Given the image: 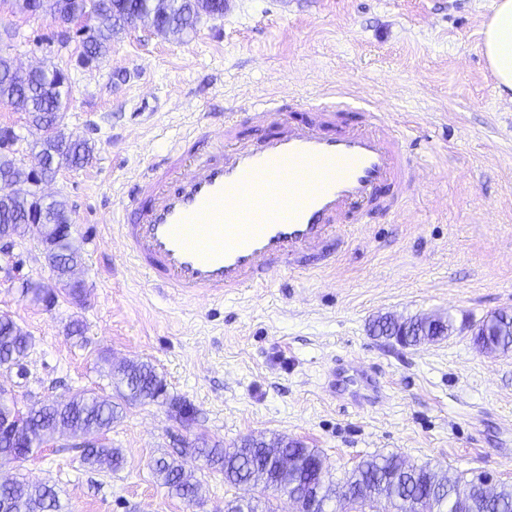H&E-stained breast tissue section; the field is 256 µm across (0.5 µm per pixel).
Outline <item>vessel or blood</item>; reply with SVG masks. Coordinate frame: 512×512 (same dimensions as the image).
<instances>
[{"label": "vessel or blood", "instance_id": "obj_1", "mask_svg": "<svg viewBox=\"0 0 512 512\" xmlns=\"http://www.w3.org/2000/svg\"><path fill=\"white\" fill-rule=\"evenodd\" d=\"M299 110L305 119L292 121ZM245 124L263 135H243ZM221 140L205 158L179 140L138 173L128 199L147 203L116 231L155 287L185 298L235 297L273 272L329 266L381 187L396 201L413 180L415 160L383 115L342 127L332 102L268 98L225 113ZM337 384L358 402L378 396L365 373Z\"/></svg>", "mask_w": 512, "mask_h": 512}]
</instances>
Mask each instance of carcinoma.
<instances>
[{"label":"carcinoma","instance_id":"carcinoma-1","mask_svg":"<svg viewBox=\"0 0 512 512\" xmlns=\"http://www.w3.org/2000/svg\"><path fill=\"white\" fill-rule=\"evenodd\" d=\"M224 0H82L80 17L85 19L81 32L82 62L88 58L101 61L106 58L112 39L125 31L129 16L140 14L151 21L154 30L164 36L180 39L194 30L198 21L207 15L224 13ZM13 62L0 54V104L26 112L32 124L43 131L37 142L38 155L48 167L45 177L52 180L62 167H82L93 159L95 146L90 139L66 132L63 124L64 98L69 87L63 84L64 72L56 67L44 68L37 78L22 84L13 76ZM41 207V196L27 189L17 193L0 213V225L10 224L14 237L27 232L22 218L30 210ZM65 201L55 199L48 204L45 223L63 224L67 221ZM49 263L55 268L56 279L69 284L68 292L78 295L81 285L70 283V271L81 258L80 249L72 244L65 254L45 249ZM497 337L499 350L512 349V314L499 312ZM412 327L411 335L400 339L403 346H419L437 339L423 325V318L405 321ZM31 345V337L9 316L0 315V363L24 358ZM118 383L126 388L120 393L128 402L147 403L165 394V384L148 362H129L118 371ZM118 418L117 405L110 396L94 392L74 396L67 401H52L34 408L28 414L19 437L0 439V457L27 458L42 450V446L57 432L65 430L89 438L83 448V463L99 469L115 471L122 465L118 449L107 446L100 435L111 430ZM193 452L204 459L207 466L224 475V483L239 487L247 485L255 492L224 501V512H243L241 503L254 504L250 512H275L271 496L286 488L293 492L313 480L307 462L320 458L316 448L303 442L281 436L268 443L263 439L246 438L234 448L211 445L200 438ZM293 461L285 468L284 459ZM154 472L168 492L182 499H199V482L186 472L175 459L160 457L154 462ZM325 495L337 501L341 512H350L348 506L383 505L382 512H409L406 500L423 499L426 512H512V484L487 493L477 488L465 474L451 475L428 463L405 464L391 454L370 455L336 481L322 475ZM0 501L8 512H61L54 489L42 482L17 477L7 486L0 485Z\"/></svg>","mask_w":512,"mask_h":512}]
</instances>
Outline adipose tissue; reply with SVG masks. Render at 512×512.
Returning a JSON list of instances; mask_svg holds the SVG:
<instances>
[{
  "label": "adipose tissue",
  "instance_id": "ef3b65f1",
  "mask_svg": "<svg viewBox=\"0 0 512 512\" xmlns=\"http://www.w3.org/2000/svg\"><path fill=\"white\" fill-rule=\"evenodd\" d=\"M481 52L496 77L499 94H512V0H495Z\"/></svg>",
  "mask_w": 512,
  "mask_h": 512
}]
</instances>
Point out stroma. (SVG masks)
<instances>
[{"instance_id":"obj_1","label":"stroma","mask_w":512,"mask_h":512,"mask_svg":"<svg viewBox=\"0 0 512 512\" xmlns=\"http://www.w3.org/2000/svg\"><path fill=\"white\" fill-rule=\"evenodd\" d=\"M494 2L233 0L180 41L138 21L88 68L77 31L60 41L48 15L23 16L0 0V53L23 73H68L64 124L96 144L91 163L38 188L68 201L84 298L57 288L37 231L0 243V315L32 338L22 370H0V388L23 409L115 397L110 368L129 360L151 362L167 388L166 402L124 404L107 433L124 457L119 470L82 464L61 432L28 459H0V480L53 485L62 512H223L238 490L192 453L195 440L229 448L285 435L319 449L337 477L394 453L512 483V351L483 352L470 330L512 311V98L498 95L480 50ZM331 87L352 106L338 124L380 110L419 160V186L400 212H369L320 274L279 272L228 300L190 302L152 287L112 231L127 179L165 154L198 110L218 116L274 92L315 100ZM0 128L14 130L15 157L35 165L41 132L26 112L0 106ZM26 281L53 289L54 303L22 297ZM384 315L449 317L455 329L404 347L372 333ZM74 323L81 338L68 334ZM342 365L376 380L377 403L336 393ZM177 452L201 484L199 500L169 496L154 476L152 460Z\"/></svg>"}]
</instances>
